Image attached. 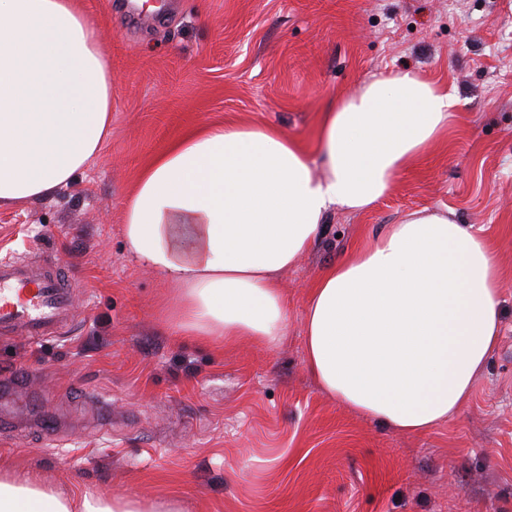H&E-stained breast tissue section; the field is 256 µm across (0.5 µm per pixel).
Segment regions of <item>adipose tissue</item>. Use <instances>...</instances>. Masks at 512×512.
I'll list each match as a JSON object with an SVG mask.
<instances>
[{
	"label": "adipose tissue",
	"mask_w": 512,
	"mask_h": 512,
	"mask_svg": "<svg viewBox=\"0 0 512 512\" xmlns=\"http://www.w3.org/2000/svg\"><path fill=\"white\" fill-rule=\"evenodd\" d=\"M447 85L393 72L322 112L311 154L276 128L201 124L158 152L124 208L133 259L176 292L174 335L276 347L288 335L279 275L333 209L361 212L448 136ZM112 78L76 0H0V207L53 195L99 153ZM503 272L451 209L406 213L323 269L308 293L304 364L353 412L424 434L468 403L495 346ZM0 512H184L178 498L63 493L0 471Z\"/></svg>",
	"instance_id": "1"
}]
</instances>
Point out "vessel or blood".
<instances>
[{
    "instance_id": "b4317fda",
    "label": "vessel or blood",
    "mask_w": 512,
    "mask_h": 512,
    "mask_svg": "<svg viewBox=\"0 0 512 512\" xmlns=\"http://www.w3.org/2000/svg\"><path fill=\"white\" fill-rule=\"evenodd\" d=\"M71 284L34 262L0 259V332L40 338L74 323Z\"/></svg>"
}]
</instances>
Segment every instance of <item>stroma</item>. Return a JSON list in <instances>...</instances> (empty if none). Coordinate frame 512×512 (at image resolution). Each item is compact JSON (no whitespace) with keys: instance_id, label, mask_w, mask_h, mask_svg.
Segmentation results:
<instances>
[{"instance_id":"obj_1","label":"stroma","mask_w":512,"mask_h":512,"mask_svg":"<svg viewBox=\"0 0 512 512\" xmlns=\"http://www.w3.org/2000/svg\"><path fill=\"white\" fill-rule=\"evenodd\" d=\"M78 0L112 72V133L55 195L0 209V258L73 282V327L0 333V468L61 490L179 497L186 512H512V0ZM414 71L458 100L436 144L370 210L330 212L281 276L288 336L266 349L173 335L175 291L131 258L126 199L202 123L276 126L314 148L332 97ZM449 207L504 274L496 347L469 403L423 435L378 427L304 367L309 288L409 211Z\"/></svg>"}]
</instances>
